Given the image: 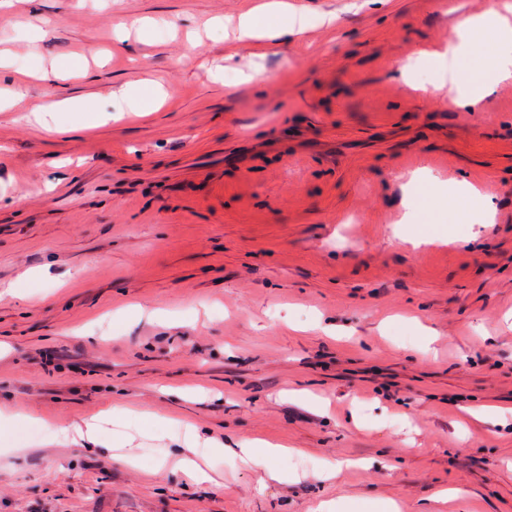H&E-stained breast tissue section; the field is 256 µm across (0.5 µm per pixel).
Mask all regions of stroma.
I'll return each mask as SVG.
<instances>
[{
	"label": "stroma",
	"mask_w": 512,
	"mask_h": 512,
	"mask_svg": "<svg viewBox=\"0 0 512 512\" xmlns=\"http://www.w3.org/2000/svg\"><path fill=\"white\" fill-rule=\"evenodd\" d=\"M265 2L12 0L0 512H512V80L459 107L421 57L487 0H286L303 33L239 41ZM72 98L95 127L17 119ZM421 168L488 203L426 222ZM132 404L122 449L46 430ZM284 448L280 445H272L265 442H248L242 446L241 450L246 461L253 464H265L272 457L282 454Z\"/></svg>",
	"instance_id": "stroma-1"
}]
</instances>
